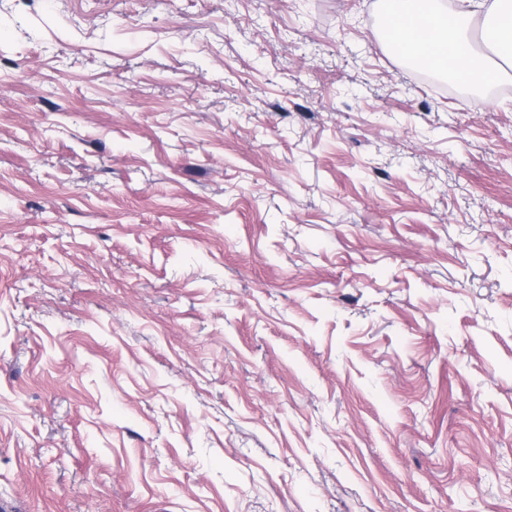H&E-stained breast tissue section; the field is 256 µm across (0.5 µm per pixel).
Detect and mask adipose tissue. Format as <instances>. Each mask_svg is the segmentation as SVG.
<instances>
[{
    "mask_svg": "<svg viewBox=\"0 0 512 512\" xmlns=\"http://www.w3.org/2000/svg\"><path fill=\"white\" fill-rule=\"evenodd\" d=\"M507 0H383L386 14L401 25L396 46L409 59L449 68L455 78L474 85L497 81L487 52L512 66V32L500 36L498 22Z\"/></svg>",
    "mask_w": 512,
    "mask_h": 512,
    "instance_id": "ef3b65f1",
    "label": "adipose tissue"
}]
</instances>
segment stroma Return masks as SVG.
Wrapping results in <instances>:
<instances>
[{
    "label": "stroma",
    "mask_w": 512,
    "mask_h": 512,
    "mask_svg": "<svg viewBox=\"0 0 512 512\" xmlns=\"http://www.w3.org/2000/svg\"><path fill=\"white\" fill-rule=\"evenodd\" d=\"M380 0H0V500L512 512V69Z\"/></svg>",
    "instance_id": "35a3bbf8"
}]
</instances>
